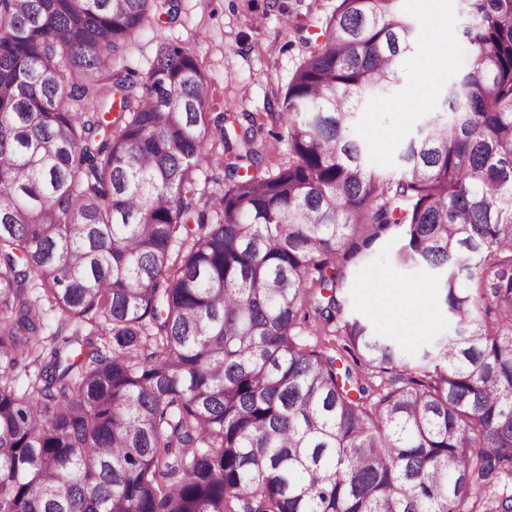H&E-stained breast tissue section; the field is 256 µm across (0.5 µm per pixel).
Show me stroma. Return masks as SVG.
I'll return each mask as SVG.
<instances>
[{"instance_id": "obj_1", "label": "stroma", "mask_w": 512, "mask_h": 512, "mask_svg": "<svg viewBox=\"0 0 512 512\" xmlns=\"http://www.w3.org/2000/svg\"><path fill=\"white\" fill-rule=\"evenodd\" d=\"M177 4L176 14L158 9L144 29L127 38L116 68L145 75L159 40L181 44L195 52L207 81V111L226 115L230 131L238 127V113H251L263 126L256 150L270 166L287 163L286 144L278 138L280 127L269 113L276 94L285 90L307 57L318 32L317 21L331 14L336 0H177ZM445 6L451 57L445 67L435 66L424 48L433 21L426 0H414L407 8L418 24V46L405 63L404 80L395 92L370 100L356 128L370 168L400 176L403 145L427 122L446 114L448 85L463 73L469 50L460 35L466 23L464 0H446ZM405 99L413 100V108L392 109V102ZM403 243L398 230L379 240L372 256L351 269L343 295L348 315L363 320L413 361L439 337L451 335L455 322L432 286V273L398 264ZM378 276L388 287L419 291V302L393 311L372 308L369 295Z\"/></svg>"}]
</instances>
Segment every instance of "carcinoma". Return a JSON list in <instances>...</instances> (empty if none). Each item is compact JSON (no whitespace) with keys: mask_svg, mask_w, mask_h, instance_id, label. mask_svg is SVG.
Listing matches in <instances>:
<instances>
[{"mask_svg":"<svg viewBox=\"0 0 512 512\" xmlns=\"http://www.w3.org/2000/svg\"><path fill=\"white\" fill-rule=\"evenodd\" d=\"M466 2L452 120L400 178L354 130L415 25L402 0H336L276 96L288 164L247 128L210 213L195 174L227 137L196 56L162 40L143 79L114 69L155 0H0V512H476L512 476V0ZM109 101L102 137L74 107ZM395 229L457 324L413 366L336 325ZM313 324L380 387L304 343Z\"/></svg>","mask_w":512,"mask_h":512,"instance_id":"obj_1","label":"carcinoma"}]
</instances>
